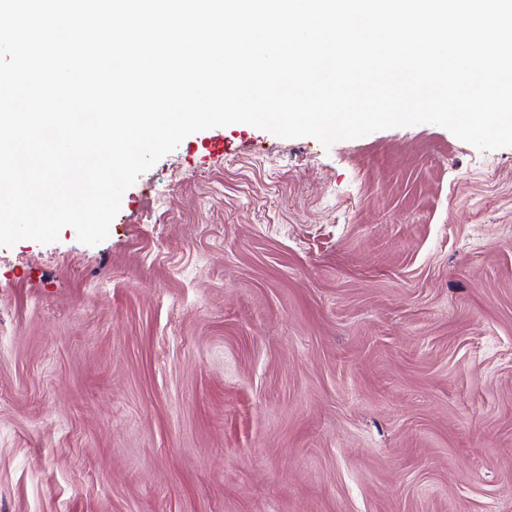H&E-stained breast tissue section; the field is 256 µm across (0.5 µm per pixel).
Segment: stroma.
Returning <instances> with one entry per match:
<instances>
[{"label":"stroma","instance_id":"1","mask_svg":"<svg viewBox=\"0 0 512 512\" xmlns=\"http://www.w3.org/2000/svg\"><path fill=\"white\" fill-rule=\"evenodd\" d=\"M234 129L0 247V512H512V147Z\"/></svg>","mask_w":512,"mask_h":512}]
</instances>
